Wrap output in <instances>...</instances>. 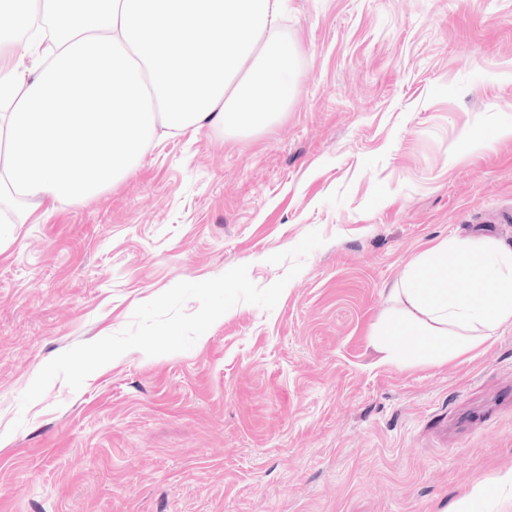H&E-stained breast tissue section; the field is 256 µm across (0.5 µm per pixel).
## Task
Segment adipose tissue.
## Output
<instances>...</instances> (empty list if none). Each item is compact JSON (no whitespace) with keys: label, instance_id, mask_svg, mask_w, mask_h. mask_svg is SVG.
<instances>
[{"label":"adipose tissue","instance_id":"adipose-tissue-1","mask_svg":"<svg viewBox=\"0 0 512 512\" xmlns=\"http://www.w3.org/2000/svg\"><path fill=\"white\" fill-rule=\"evenodd\" d=\"M285 0H23L0 31V222L80 204L125 179L162 135L254 131L286 112ZM386 363L439 367L512 326V249L446 238L387 292Z\"/></svg>","mask_w":512,"mask_h":512}]
</instances>
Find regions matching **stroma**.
<instances>
[{
    "mask_svg": "<svg viewBox=\"0 0 512 512\" xmlns=\"http://www.w3.org/2000/svg\"><path fill=\"white\" fill-rule=\"evenodd\" d=\"M279 35L294 91L269 127L164 138L98 197L0 223V512H446L512 469V327L438 368L370 336L432 242L512 248V0H287ZM313 230L274 309L20 409L139 304L238 265L269 286Z\"/></svg>",
    "mask_w": 512,
    "mask_h": 512,
    "instance_id": "1",
    "label": "stroma"
}]
</instances>
